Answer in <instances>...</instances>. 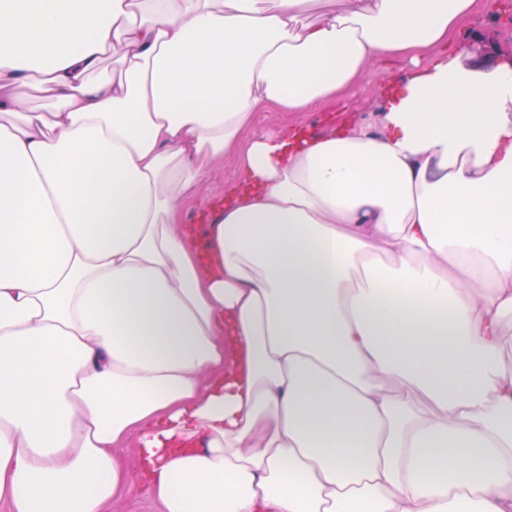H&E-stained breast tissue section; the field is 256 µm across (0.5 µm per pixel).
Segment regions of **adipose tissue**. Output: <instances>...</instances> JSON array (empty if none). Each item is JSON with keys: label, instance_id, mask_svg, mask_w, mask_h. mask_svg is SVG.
Instances as JSON below:
<instances>
[{"label": "adipose tissue", "instance_id": "1", "mask_svg": "<svg viewBox=\"0 0 512 512\" xmlns=\"http://www.w3.org/2000/svg\"><path fill=\"white\" fill-rule=\"evenodd\" d=\"M313 3L0 0L6 512H512V64L451 39L501 4ZM420 49L379 132L253 129ZM158 502L146 489L133 486L123 491L107 510L109 512H159Z\"/></svg>", "mask_w": 512, "mask_h": 512}]
</instances>
